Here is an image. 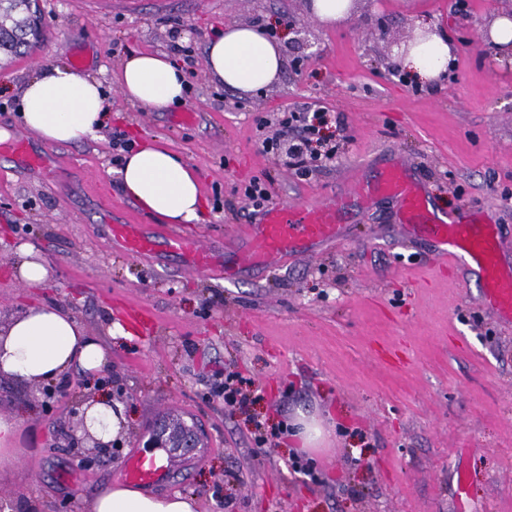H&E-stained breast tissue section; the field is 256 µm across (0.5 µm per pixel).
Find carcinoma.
Listing matches in <instances>:
<instances>
[{
	"label": "carcinoma",
	"mask_w": 512,
	"mask_h": 512,
	"mask_svg": "<svg viewBox=\"0 0 512 512\" xmlns=\"http://www.w3.org/2000/svg\"><path fill=\"white\" fill-rule=\"evenodd\" d=\"M0 9V50L15 57L26 55L43 38L37 0H4Z\"/></svg>",
	"instance_id": "obj_1"
}]
</instances>
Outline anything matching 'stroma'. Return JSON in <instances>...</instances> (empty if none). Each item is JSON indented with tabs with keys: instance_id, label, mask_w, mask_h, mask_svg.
Here are the masks:
<instances>
[{
	"instance_id": "35a3bbf8",
	"label": "stroma",
	"mask_w": 512,
	"mask_h": 512,
	"mask_svg": "<svg viewBox=\"0 0 512 512\" xmlns=\"http://www.w3.org/2000/svg\"><path fill=\"white\" fill-rule=\"evenodd\" d=\"M38 3L44 39L0 61V131L26 134L17 97L49 63L99 79L110 121L99 140L33 138L60 159L44 171L0 154V322L58 306L101 339L112 366L71 374L66 397L50 401L43 384L0 377V415L21 422L0 512H86L168 412L194 421L201 443L156 492L196 498L199 512H512V325L484 307L474 269L443 259L387 197L348 210L335 242L273 269L239 266L231 248L240 226L261 217L242 193L252 178L267 181L273 202L310 208L353 196L398 163L434 213L488 215L512 265V59L490 63L476 44L512 0H359L353 21L312 25L318 53L299 67L290 24L308 21L305 0ZM232 23L277 31L286 64L265 91L239 94L208 71L207 45ZM427 25L453 52L445 76L421 85L387 46ZM141 51L182 66L194 123L122 96L119 66ZM304 108L335 114L336 157L301 177L261 136ZM117 131L157 140L191 166L207 206L176 230L209 246L218 265L191 268L163 245L140 257L113 245L110 224L128 219L150 234L163 222L124 192ZM23 243L49 266V283L15 279ZM115 324L125 335H110ZM229 373L256 398L247 411L214 393ZM102 393L125 406L129 425L110 457L87 466L70 437ZM296 459L312 462V476L291 471Z\"/></svg>"
}]
</instances>
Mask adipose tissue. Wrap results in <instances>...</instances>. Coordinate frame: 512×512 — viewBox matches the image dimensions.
Segmentation results:
<instances>
[{
	"label": "adipose tissue",
	"instance_id": "ef3b65f1",
	"mask_svg": "<svg viewBox=\"0 0 512 512\" xmlns=\"http://www.w3.org/2000/svg\"><path fill=\"white\" fill-rule=\"evenodd\" d=\"M452 47L435 29L424 28L398 66L421 82L444 73ZM210 73L227 88L248 94L269 87L284 69L280 46L248 24L225 26L206 48ZM119 90L131 103L164 111L184 104L182 68L168 56L141 52L129 56L119 74ZM26 127L44 142L76 143L98 138L108 119L101 81L66 65L41 68L19 99ZM126 193L143 210L174 224L198 220L206 206L193 170L173 151L148 141L126 155L118 170ZM109 353L70 313L52 305L26 309L0 327V374L19 380L56 382L75 370L103 371ZM128 423L123 405L105 395L85 407L84 428L102 444ZM88 512H196L194 501L180 494L145 495L120 483L99 488Z\"/></svg>",
	"mask_w": 512,
	"mask_h": 512
}]
</instances>
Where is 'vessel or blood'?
I'll return each instance as SVG.
<instances>
[{
    "label": "vessel or blood",
    "mask_w": 512,
    "mask_h": 512,
    "mask_svg": "<svg viewBox=\"0 0 512 512\" xmlns=\"http://www.w3.org/2000/svg\"><path fill=\"white\" fill-rule=\"evenodd\" d=\"M0 151L20 160L25 166L39 169L51 164L50 153L32 150L28 137L18 136L0 144ZM357 196H385L394 199L400 220L406 227L426 223L429 234L439 243L449 262L465 261L480 271L484 288L482 300L506 323H512V269L500 261L502 242L498 227L484 214L461 212L445 218L432 216L420 185L412 180L404 166L393 165L370 183L358 184ZM340 207L323 204L309 209L276 204L256 224L244 226L237 236L241 264H269L285 256L299 254L306 245L326 243L339 237ZM112 240L125 253L139 256L153 252L157 238H164L169 250L183 257L192 268L206 269L217 262L213 251L160 229L158 237L141 233L137 225L124 222L110 227ZM169 461L153 453L131 454L124 465L123 478L134 486L149 488L165 483Z\"/></svg>",
    "instance_id": "vessel-or-blood-1"
}]
</instances>
